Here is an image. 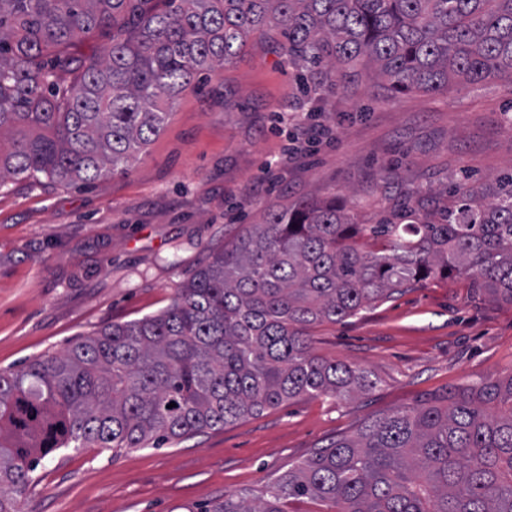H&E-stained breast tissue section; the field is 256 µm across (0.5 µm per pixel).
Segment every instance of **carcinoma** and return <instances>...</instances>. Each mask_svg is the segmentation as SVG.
I'll return each mask as SVG.
<instances>
[{"label": "carcinoma", "mask_w": 512, "mask_h": 512, "mask_svg": "<svg viewBox=\"0 0 512 512\" xmlns=\"http://www.w3.org/2000/svg\"><path fill=\"white\" fill-rule=\"evenodd\" d=\"M264 27L306 96L350 82L362 60L398 92L512 77V0H0V190L127 172L178 95ZM94 33L108 35L97 53L71 51ZM450 274L512 304V173L451 190L444 208L404 197L377 224L334 199L269 207L164 310L0 372V512H21L60 449L160 448L302 396L375 389L312 353L308 330ZM301 498L332 512H512V373L364 420L267 499L187 512Z\"/></svg>", "instance_id": "cac0c4a2"}]
</instances>
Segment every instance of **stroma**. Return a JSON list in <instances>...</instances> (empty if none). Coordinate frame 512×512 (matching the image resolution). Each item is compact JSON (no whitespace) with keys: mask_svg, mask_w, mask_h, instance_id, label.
Returning a JSON list of instances; mask_svg holds the SVG:
<instances>
[{"mask_svg":"<svg viewBox=\"0 0 512 512\" xmlns=\"http://www.w3.org/2000/svg\"><path fill=\"white\" fill-rule=\"evenodd\" d=\"M277 30L200 74L130 170L94 184L0 191V370L64 353L80 336L166 308L210 253L272 205L356 199L378 223L397 200L448 202L456 183L512 169V78L391 95L360 74L303 96ZM327 128L331 140L310 141ZM315 354L370 371L349 399L301 397L160 448L65 450L23 512H174L255 501L364 418L512 372V305L469 281L429 280L310 332Z\"/></svg>","mask_w":512,"mask_h":512,"instance_id":"stroma-1","label":"stroma"}]
</instances>
